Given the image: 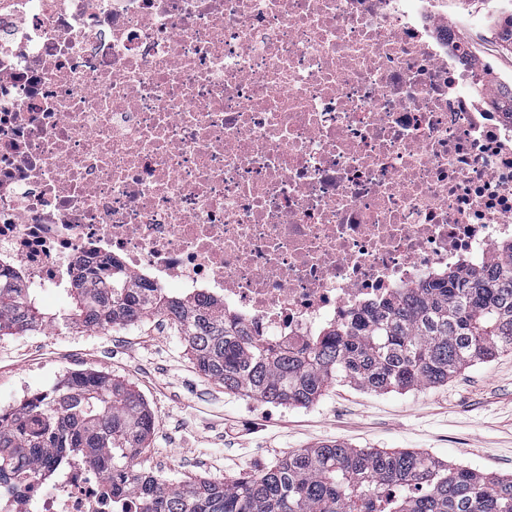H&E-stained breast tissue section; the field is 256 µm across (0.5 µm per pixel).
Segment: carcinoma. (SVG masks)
<instances>
[{"label":"carcinoma","instance_id":"cac0c4a2","mask_svg":"<svg viewBox=\"0 0 512 512\" xmlns=\"http://www.w3.org/2000/svg\"><path fill=\"white\" fill-rule=\"evenodd\" d=\"M501 3L492 21L511 50L512 0ZM490 102L512 117V89H500ZM499 250L504 260L495 266L450 270L295 344L254 341L224 317L220 301H183L116 261L85 270L67 289L66 319L96 330L164 316L184 336L198 370L225 390L307 407L338 382L374 393L436 386L512 350V242ZM54 322L21 273L0 263V335L31 334ZM154 426L130 384L74 372L44 395L0 410V489L83 453L111 489L139 498L142 512H512V478L425 453L357 449L337 440L236 481L168 486L141 463Z\"/></svg>","mask_w":512,"mask_h":512}]
</instances>
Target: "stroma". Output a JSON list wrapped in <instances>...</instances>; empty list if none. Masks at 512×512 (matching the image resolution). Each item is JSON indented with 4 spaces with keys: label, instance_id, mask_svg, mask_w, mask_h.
I'll return each instance as SVG.
<instances>
[{
    "label": "stroma",
    "instance_id": "stroma-1",
    "mask_svg": "<svg viewBox=\"0 0 512 512\" xmlns=\"http://www.w3.org/2000/svg\"><path fill=\"white\" fill-rule=\"evenodd\" d=\"M458 28L489 81L512 70V51L491 23L475 24L464 15ZM38 299L57 319L38 333L0 336V408L49 391L77 370L124 380L155 417L144 460L166 483L245 477L288 453L334 440L425 452L512 477V352L439 386L373 393L338 383L313 405L293 407L226 391L205 377L165 317L83 330L59 321L66 301L56 291Z\"/></svg>",
    "mask_w": 512,
    "mask_h": 512
}]
</instances>
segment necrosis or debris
I'll use <instances>...</instances> for the list:
<instances>
[{
	"mask_svg": "<svg viewBox=\"0 0 512 512\" xmlns=\"http://www.w3.org/2000/svg\"><path fill=\"white\" fill-rule=\"evenodd\" d=\"M448 0H0V258L119 261L310 338L512 241V118ZM0 512H139L73 458Z\"/></svg>",
	"mask_w": 512,
	"mask_h": 512,
	"instance_id": "1",
	"label": "necrosis or debris"
}]
</instances>
